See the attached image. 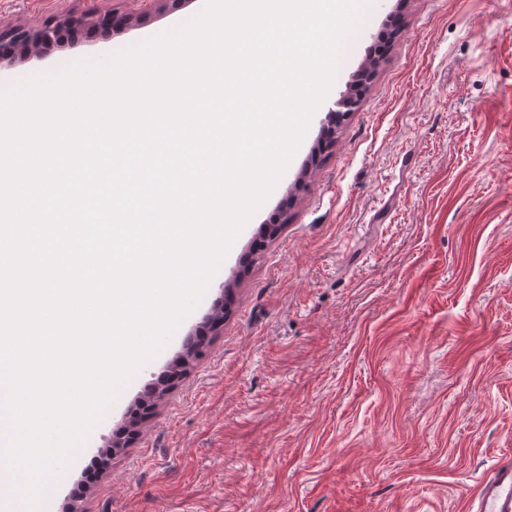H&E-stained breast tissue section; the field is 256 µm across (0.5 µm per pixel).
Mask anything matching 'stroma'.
I'll return each instance as SVG.
<instances>
[{"instance_id": "stroma-1", "label": "stroma", "mask_w": 512, "mask_h": 512, "mask_svg": "<svg viewBox=\"0 0 512 512\" xmlns=\"http://www.w3.org/2000/svg\"><path fill=\"white\" fill-rule=\"evenodd\" d=\"M205 0H0V31L133 13L0 68V90L183 27ZM325 101L196 308L23 512H470L512 457V0H366ZM362 101L318 146L391 17ZM283 229L239 263L259 225ZM230 287L204 353L99 479L144 384Z\"/></svg>"}]
</instances>
